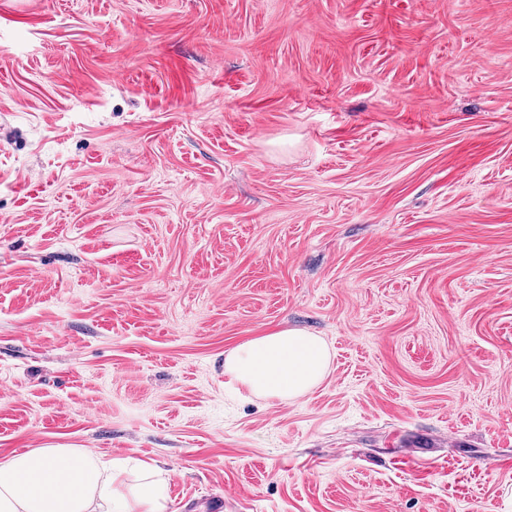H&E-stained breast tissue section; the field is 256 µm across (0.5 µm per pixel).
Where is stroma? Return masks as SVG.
Wrapping results in <instances>:
<instances>
[{"label": "stroma", "instance_id": "35a3bbf8", "mask_svg": "<svg viewBox=\"0 0 512 512\" xmlns=\"http://www.w3.org/2000/svg\"><path fill=\"white\" fill-rule=\"evenodd\" d=\"M283 328L319 387L239 397ZM169 512H512V0H0V459ZM329 360L328 347L319 336L286 328L230 350L224 360V373L238 391L291 400L322 382ZM126 465L83 448H33L0 461L1 512H168L166 471Z\"/></svg>", "mask_w": 512, "mask_h": 512}]
</instances>
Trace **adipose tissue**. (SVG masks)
Returning <instances> with one entry per match:
<instances>
[{
	"label": "adipose tissue",
	"mask_w": 512,
	"mask_h": 512,
	"mask_svg": "<svg viewBox=\"0 0 512 512\" xmlns=\"http://www.w3.org/2000/svg\"><path fill=\"white\" fill-rule=\"evenodd\" d=\"M325 342L296 328L252 338L230 350L224 372L237 390L278 400L300 397L324 379ZM126 465L82 448H34L0 460V512H168L164 470Z\"/></svg>",
	"instance_id": "obj_1"
}]
</instances>
